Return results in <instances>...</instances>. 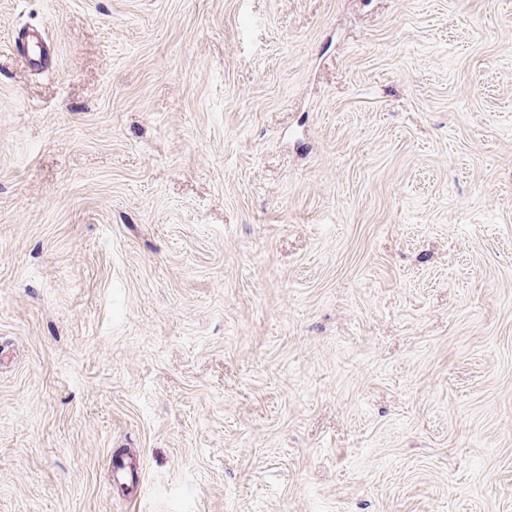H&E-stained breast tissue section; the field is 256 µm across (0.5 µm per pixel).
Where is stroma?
Here are the masks:
<instances>
[{
  "mask_svg": "<svg viewBox=\"0 0 512 512\" xmlns=\"http://www.w3.org/2000/svg\"><path fill=\"white\" fill-rule=\"evenodd\" d=\"M0 512H512V0H0ZM15 45L23 52L31 69L39 71L48 66L49 52L40 29H25L15 38ZM126 448H112L109 460L112 465V478L121 485L137 488L140 479V464L134 458H129Z\"/></svg>",
  "mask_w": 512,
  "mask_h": 512,
  "instance_id": "stroma-1",
  "label": "stroma"
}]
</instances>
